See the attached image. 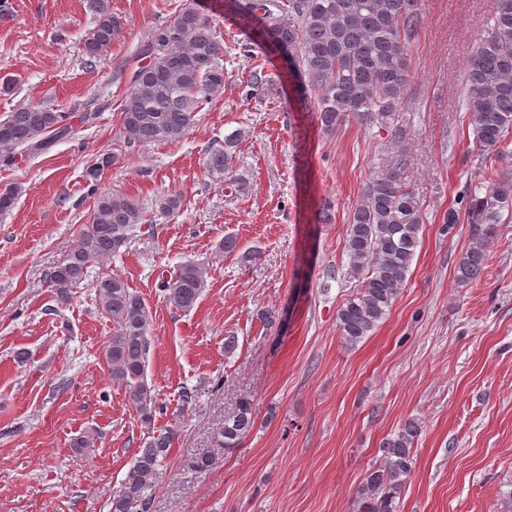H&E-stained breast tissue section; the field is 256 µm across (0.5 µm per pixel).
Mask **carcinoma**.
<instances>
[{
	"mask_svg": "<svg viewBox=\"0 0 512 512\" xmlns=\"http://www.w3.org/2000/svg\"><path fill=\"white\" fill-rule=\"evenodd\" d=\"M87 7L94 28L83 52L93 67L108 53L123 20L112 13L111 0H87ZM224 12L250 34L248 49L284 57L285 76L297 80L300 100L316 113L323 132L333 133L356 120L398 137V113L407 105L408 45L420 22L418 0H249L244 7L239 0H224ZM223 54L220 33L194 0L155 28L139 50L143 63L130 75L120 114L127 146L184 138L196 126L198 114L224 92ZM462 96L476 143L491 151L505 150L512 134V0H491L486 29L465 67ZM70 130V113L21 105L0 121V162L10 165L19 154L40 153L68 137ZM241 137L235 130L213 143L204 161L212 178L222 181L232 174ZM114 164L115 156L99 155L87 167L86 179L97 182ZM92 192V212L78 243L46 274L60 303L71 299L92 266L120 255L143 221L137 201L96 188ZM156 206L159 214L171 215L181 209L182 199L167 194ZM506 211L512 213V175L491 180L483 195L471 196L466 218L471 237L457 268L460 282L481 275L486 244ZM421 224L420 203L402 181L400 164L381 162L346 227L352 270L367 271L355 296L337 311L346 344L369 336L392 308L407 280ZM205 275L197 263L180 266L173 282L165 285L169 303L180 311L193 309L205 288ZM91 287L113 324L103 352L109 379L124 389L129 404L149 423L156 397L148 384L147 306L121 275L101 276ZM253 426L251 404L242 401L224 417L221 447H238ZM418 433L419 424L408 420L382 442V465L366 474L357 491L361 512H397L396 498L410 472ZM174 439L175 431L168 427L152 433L134 454L109 512H148Z\"/></svg>",
	"mask_w": 512,
	"mask_h": 512,
	"instance_id": "obj_1",
	"label": "carcinoma"
}]
</instances>
